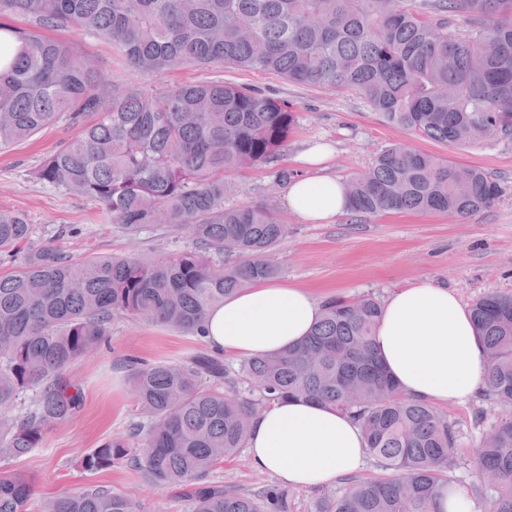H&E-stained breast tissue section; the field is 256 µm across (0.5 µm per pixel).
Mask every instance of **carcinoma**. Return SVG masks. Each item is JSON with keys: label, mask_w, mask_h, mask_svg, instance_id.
<instances>
[{"label": "carcinoma", "mask_w": 512, "mask_h": 512, "mask_svg": "<svg viewBox=\"0 0 512 512\" xmlns=\"http://www.w3.org/2000/svg\"><path fill=\"white\" fill-rule=\"evenodd\" d=\"M465 15V28L451 15ZM16 15L112 43L144 72L186 65L273 72L290 82L358 92L390 124L419 138L467 146L512 139V0H0V32L17 53L0 59V149L67 116L82 134L47 157L38 178L97 201L128 235L163 225L192 246L155 261L97 256L74 262L38 244L20 212L0 213V460L41 447L48 429L80 412L75 361L109 342L112 319L137 318L205 339L208 311L257 278H272V251L288 235L268 199L227 206L224 174L258 165L286 187L282 163L296 112L255 88L195 83L146 96L111 94L66 43L12 26ZM93 117L90 122L85 118ZM349 211L441 213L489 207L501 186L476 167L393 144L348 181ZM382 303L331 297L308 336L284 352L224 366L203 349L184 363L128 364L148 428L84 453L96 473L128 459L192 512H290L294 491H243L211 478L246 447L265 407L307 398L346 413L373 464L390 478H348L314 512H437L454 483L458 431L445 414L405 394L374 350ZM470 314L488 360L483 399L504 409L473 459L468 490L488 512H512V295L487 294ZM32 390L31 409L6 414ZM30 475L0 468V512H28ZM41 512H140L106 487L59 494Z\"/></svg>", "instance_id": "1"}]
</instances>
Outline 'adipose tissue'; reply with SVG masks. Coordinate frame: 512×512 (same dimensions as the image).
<instances>
[{
    "instance_id": "ef3b65f1",
    "label": "adipose tissue",
    "mask_w": 512,
    "mask_h": 512,
    "mask_svg": "<svg viewBox=\"0 0 512 512\" xmlns=\"http://www.w3.org/2000/svg\"><path fill=\"white\" fill-rule=\"evenodd\" d=\"M330 156L322 145L300 156L310 170L289 186L285 205L303 223L330 224L348 210L345 180L323 167ZM321 310L303 288L258 279L208 311L206 340L235 358L281 352L310 332ZM375 350L402 391L432 405L466 402L485 384L488 365L469 312L452 291L428 280L386 300ZM247 448L256 470L309 490L356 472L366 455L364 437L350 418L308 399L275 403L261 412Z\"/></svg>"
}]
</instances>
